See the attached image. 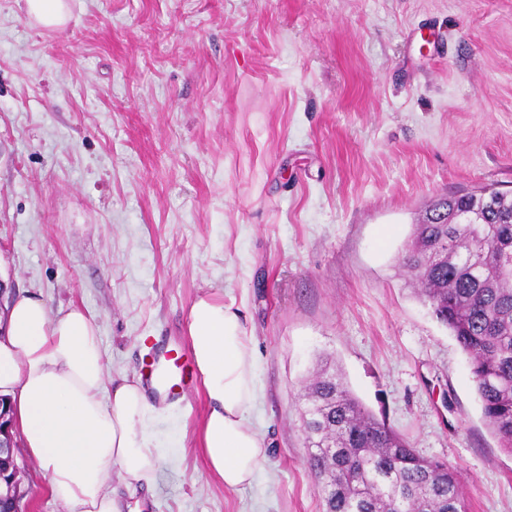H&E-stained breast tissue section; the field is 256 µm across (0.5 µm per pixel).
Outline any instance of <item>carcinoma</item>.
<instances>
[{
    "label": "carcinoma",
    "mask_w": 512,
    "mask_h": 512,
    "mask_svg": "<svg viewBox=\"0 0 512 512\" xmlns=\"http://www.w3.org/2000/svg\"><path fill=\"white\" fill-rule=\"evenodd\" d=\"M465 210L476 224H452ZM512 197L484 187L443 197L402 257L418 293L470 360L483 414L512 452ZM307 462L325 512H465L457 469L420 457L329 367L307 381Z\"/></svg>",
    "instance_id": "obj_1"
}]
</instances>
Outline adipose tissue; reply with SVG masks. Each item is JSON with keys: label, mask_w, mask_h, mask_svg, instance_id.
<instances>
[{"label": "adipose tissue", "mask_w": 512, "mask_h": 512, "mask_svg": "<svg viewBox=\"0 0 512 512\" xmlns=\"http://www.w3.org/2000/svg\"><path fill=\"white\" fill-rule=\"evenodd\" d=\"M188 336L208 402L207 471L225 488H244L267 456L248 421L253 338L235 303L207 293L190 307ZM0 396L20 448L63 512H121L115 485H154L161 451L152 407L137 383L106 384L98 329L82 308L55 312L34 294L12 301L0 316Z\"/></svg>", "instance_id": "obj_1"}]
</instances>
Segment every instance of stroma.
<instances>
[{
  "instance_id": "obj_1",
  "label": "stroma",
  "mask_w": 512,
  "mask_h": 512,
  "mask_svg": "<svg viewBox=\"0 0 512 512\" xmlns=\"http://www.w3.org/2000/svg\"><path fill=\"white\" fill-rule=\"evenodd\" d=\"M69 2L49 30L0 0V299L84 309L114 377L199 295L235 302L268 448L250 487L210 476L194 386L156 411L130 512H323L300 414L322 357L457 467L467 512H512V453L400 262L432 201L512 193V0ZM17 462L21 512H61Z\"/></svg>"
}]
</instances>
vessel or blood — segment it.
Here are the masks:
<instances>
[{
  "label": "vessel or blood",
  "instance_id": "obj_1",
  "mask_svg": "<svg viewBox=\"0 0 512 512\" xmlns=\"http://www.w3.org/2000/svg\"><path fill=\"white\" fill-rule=\"evenodd\" d=\"M139 381L155 407L169 409L184 406L195 378L180 337H154L139 369Z\"/></svg>",
  "mask_w": 512,
  "mask_h": 512
}]
</instances>
